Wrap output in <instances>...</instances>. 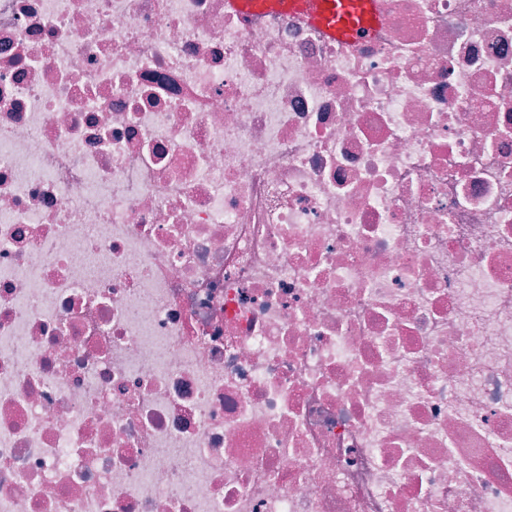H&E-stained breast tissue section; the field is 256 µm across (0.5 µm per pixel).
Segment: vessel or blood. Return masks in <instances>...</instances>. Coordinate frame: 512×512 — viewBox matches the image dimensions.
<instances>
[{"label":"vessel or blood","instance_id":"b4317fda","mask_svg":"<svg viewBox=\"0 0 512 512\" xmlns=\"http://www.w3.org/2000/svg\"><path fill=\"white\" fill-rule=\"evenodd\" d=\"M225 4L241 14L259 7L285 10L326 37L352 46L372 37L382 22L379 0H225Z\"/></svg>","mask_w":512,"mask_h":512}]
</instances>
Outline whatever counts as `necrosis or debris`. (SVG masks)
Returning <instances> with one entry per match:
<instances>
[{"instance_id": "necrosis-or-debris-1", "label": "necrosis or debris", "mask_w": 512, "mask_h": 512, "mask_svg": "<svg viewBox=\"0 0 512 512\" xmlns=\"http://www.w3.org/2000/svg\"><path fill=\"white\" fill-rule=\"evenodd\" d=\"M381 9L0 0V512H512V0ZM379 0H226L228 9L247 14L268 7L288 11L326 37L356 46L372 37L382 22Z\"/></svg>"}]
</instances>
